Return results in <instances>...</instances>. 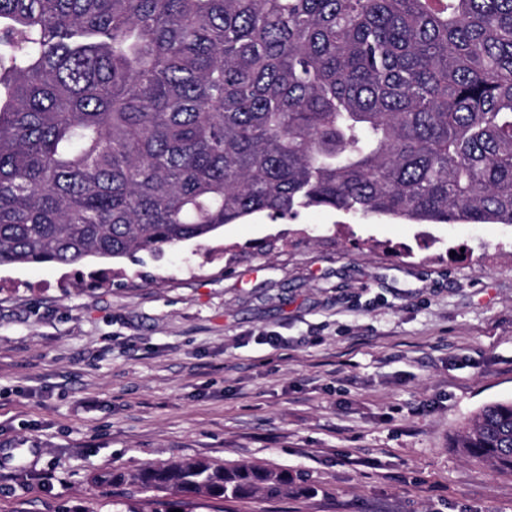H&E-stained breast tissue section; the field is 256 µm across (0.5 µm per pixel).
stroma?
<instances>
[{
    "mask_svg": "<svg viewBox=\"0 0 512 512\" xmlns=\"http://www.w3.org/2000/svg\"><path fill=\"white\" fill-rule=\"evenodd\" d=\"M510 399L512 225L311 207L0 265V444L29 451L0 512H125L96 474L189 458L319 489L229 512H512V476L453 446Z\"/></svg>",
    "mask_w": 512,
    "mask_h": 512,
    "instance_id": "obj_1",
    "label": "stroma"
}]
</instances>
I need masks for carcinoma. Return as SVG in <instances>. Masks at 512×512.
<instances>
[{
	"label": "carcinoma",
	"instance_id": "carcinoma-1",
	"mask_svg": "<svg viewBox=\"0 0 512 512\" xmlns=\"http://www.w3.org/2000/svg\"><path fill=\"white\" fill-rule=\"evenodd\" d=\"M309 207L512 224V0H0V264ZM455 442L512 474V400ZM94 482L127 512L318 492L202 459Z\"/></svg>",
	"mask_w": 512,
	"mask_h": 512
}]
</instances>
